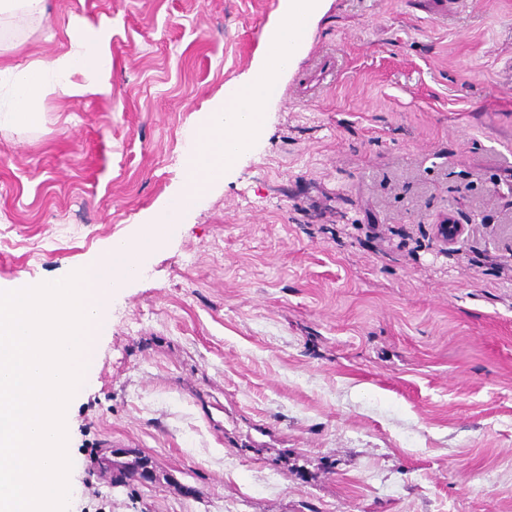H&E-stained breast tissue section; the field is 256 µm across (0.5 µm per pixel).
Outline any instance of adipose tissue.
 Wrapping results in <instances>:
<instances>
[{
    "mask_svg": "<svg viewBox=\"0 0 512 512\" xmlns=\"http://www.w3.org/2000/svg\"><path fill=\"white\" fill-rule=\"evenodd\" d=\"M67 36L71 48L66 53L35 61L22 69L0 65V88L10 92V110L1 118L14 123L34 122L42 100L51 94L111 95V18L103 16L94 23L84 18L72 19ZM79 73L91 75V82H75Z\"/></svg>",
    "mask_w": 512,
    "mask_h": 512,
    "instance_id": "obj_1",
    "label": "adipose tissue"
}]
</instances>
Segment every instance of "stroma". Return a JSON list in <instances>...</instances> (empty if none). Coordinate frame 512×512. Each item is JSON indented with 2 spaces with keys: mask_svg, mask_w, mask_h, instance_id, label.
I'll use <instances>...</instances> for the list:
<instances>
[{
  "mask_svg": "<svg viewBox=\"0 0 512 512\" xmlns=\"http://www.w3.org/2000/svg\"><path fill=\"white\" fill-rule=\"evenodd\" d=\"M103 15L111 97L0 124V289L152 221L280 0H46L0 20V63ZM279 81L255 144L112 292L66 512H512V279L474 263L512 262V0H329ZM104 448L160 481L112 486Z\"/></svg>",
  "mask_w": 512,
  "mask_h": 512,
  "instance_id": "35a3bbf8",
  "label": "stroma"
}]
</instances>
